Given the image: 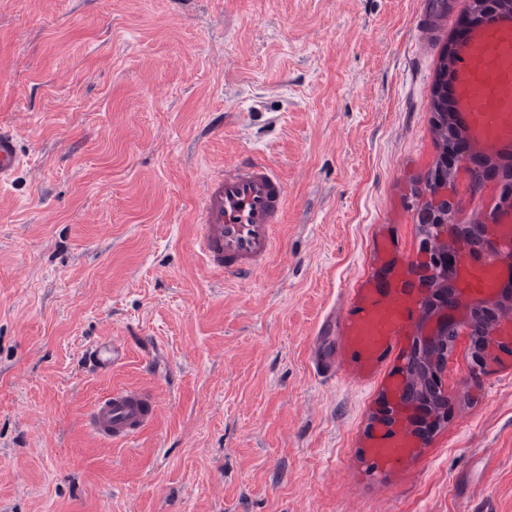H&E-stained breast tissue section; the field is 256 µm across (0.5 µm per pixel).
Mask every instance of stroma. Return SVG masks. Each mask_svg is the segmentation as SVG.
<instances>
[{
	"instance_id": "1",
	"label": "stroma",
	"mask_w": 512,
	"mask_h": 512,
	"mask_svg": "<svg viewBox=\"0 0 512 512\" xmlns=\"http://www.w3.org/2000/svg\"><path fill=\"white\" fill-rule=\"evenodd\" d=\"M0 0V512H512V357L460 340L447 417L371 453L384 380L340 320L419 275L417 192L444 149L431 87L470 0ZM288 192L273 257L219 282L194 251L208 175L250 154ZM109 339L127 358L83 365ZM332 359L317 375L312 349ZM151 394L129 442L113 388ZM21 157L15 135L5 127L0 128V187L13 182L17 175ZM154 402L127 389H114L95 404L90 429L106 441H127L149 423L155 415ZM404 437L405 433L401 430L386 428L380 433V446L385 448L383 457L389 464H396L403 455L402 440Z\"/></svg>"
}]
</instances>
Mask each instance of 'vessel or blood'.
Here are the masks:
<instances>
[{"instance_id": "1", "label": "vessel or blood", "mask_w": 512, "mask_h": 512, "mask_svg": "<svg viewBox=\"0 0 512 512\" xmlns=\"http://www.w3.org/2000/svg\"><path fill=\"white\" fill-rule=\"evenodd\" d=\"M454 87L468 118L469 133L485 149L512 147V23L488 19L462 46L454 64ZM21 157L15 135L0 128V187L17 175ZM287 204L284 182L272 162L249 158L209 175L197 211L194 248L207 268L228 284L248 280L275 250L276 233ZM421 308L412 295L391 283L347 310L345 335L355 354L386 351L392 341L417 328ZM124 347L100 341L87 351L89 364L111 371ZM154 402L142 394L116 389L95 404L90 429L106 441H127L155 415ZM403 431L383 430L379 442L386 462L401 458Z\"/></svg>"}]
</instances>
